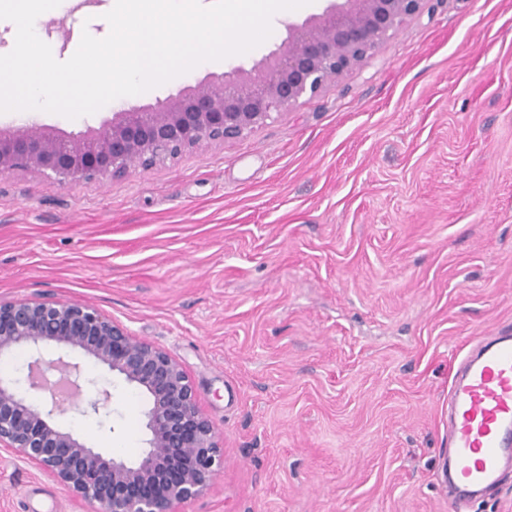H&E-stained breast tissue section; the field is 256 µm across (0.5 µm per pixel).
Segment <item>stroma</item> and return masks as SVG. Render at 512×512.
<instances>
[{"label":"stroma","mask_w":512,"mask_h":512,"mask_svg":"<svg viewBox=\"0 0 512 512\" xmlns=\"http://www.w3.org/2000/svg\"><path fill=\"white\" fill-rule=\"evenodd\" d=\"M327 0L76 119V134L210 75L251 67ZM113 0L42 21L57 61L101 39ZM85 301L163 348L214 424L224 468L176 512H512V473L448 500V390L477 338L512 330V0H436L316 97L228 144L109 181L0 174V300ZM109 382L110 427L57 416L117 458L145 446L147 397ZM0 512H93L0 454Z\"/></svg>","instance_id":"stroma-1"}]
</instances>
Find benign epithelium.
<instances>
[{
  "label": "benign epithelium",
  "instance_id": "benign-epithelium-1",
  "mask_svg": "<svg viewBox=\"0 0 512 512\" xmlns=\"http://www.w3.org/2000/svg\"><path fill=\"white\" fill-rule=\"evenodd\" d=\"M426 0H329L323 12L288 23V35L251 68L188 85L151 107L112 114L100 128L64 136L47 125L0 129V173L35 172L68 185L149 169L203 144L237 140L318 94L371 54ZM79 353L149 396L147 446L136 462L109 457L53 418L77 410L97 416L112 392L78 364L47 360L41 347ZM29 350L25 389L0 377V452L50 475L97 512H175L202 496L224 466L212 422L199 408L182 365L132 336L112 315L84 302L0 301V358ZM71 378L62 401L51 377Z\"/></svg>",
  "mask_w": 512,
  "mask_h": 512
}]
</instances>
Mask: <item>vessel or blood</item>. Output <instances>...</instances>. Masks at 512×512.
Here are the masks:
<instances>
[{"mask_svg":"<svg viewBox=\"0 0 512 512\" xmlns=\"http://www.w3.org/2000/svg\"><path fill=\"white\" fill-rule=\"evenodd\" d=\"M449 482L473 496L496 485L512 459V333L480 337L448 401Z\"/></svg>","mask_w":512,"mask_h":512,"instance_id":"b4317fda","label":"vessel or blood"}]
</instances>
